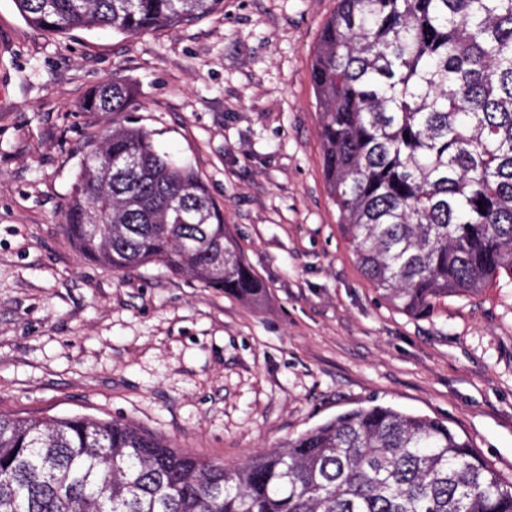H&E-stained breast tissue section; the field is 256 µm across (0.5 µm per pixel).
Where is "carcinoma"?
<instances>
[{
	"instance_id": "obj_1",
	"label": "carcinoma",
	"mask_w": 512,
	"mask_h": 512,
	"mask_svg": "<svg viewBox=\"0 0 512 512\" xmlns=\"http://www.w3.org/2000/svg\"><path fill=\"white\" fill-rule=\"evenodd\" d=\"M51 35L135 36L224 0H15ZM322 164L363 275L411 317L512 279V0H338L311 70ZM131 88L95 86L117 117ZM79 255L115 272L158 264L245 300L265 284L195 170L148 130L112 122L88 145L64 213ZM0 512H512L506 487L443 421L346 410L237 467L120 420L0 413Z\"/></svg>"
}]
</instances>
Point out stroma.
<instances>
[{
  "instance_id": "stroma-1",
  "label": "stroma",
  "mask_w": 512,
  "mask_h": 512,
  "mask_svg": "<svg viewBox=\"0 0 512 512\" xmlns=\"http://www.w3.org/2000/svg\"><path fill=\"white\" fill-rule=\"evenodd\" d=\"M336 6L224 0L174 29L60 37L0 0V412L127 420L233 467L382 404L447 422L512 480V279L413 318L341 236L310 79ZM112 78L223 207L261 301L79 256L64 211L109 125L82 102Z\"/></svg>"
}]
</instances>
